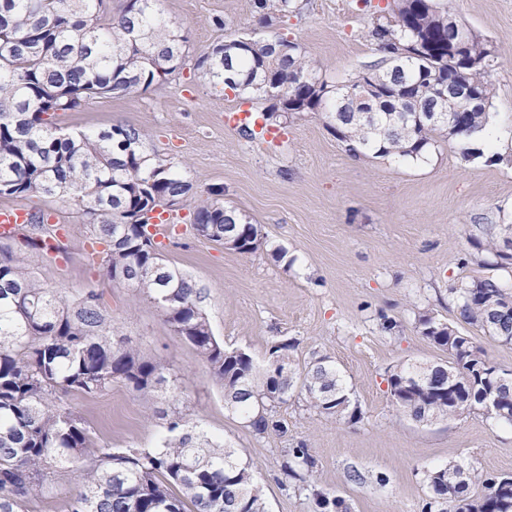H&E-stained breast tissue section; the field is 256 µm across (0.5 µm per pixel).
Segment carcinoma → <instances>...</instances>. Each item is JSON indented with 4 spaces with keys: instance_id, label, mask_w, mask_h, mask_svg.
Instances as JSON below:
<instances>
[{
    "instance_id": "carcinoma-1",
    "label": "carcinoma",
    "mask_w": 512,
    "mask_h": 512,
    "mask_svg": "<svg viewBox=\"0 0 512 512\" xmlns=\"http://www.w3.org/2000/svg\"><path fill=\"white\" fill-rule=\"evenodd\" d=\"M157 0H126L116 16H104L105 0H0V197L44 196L84 207L103 272L135 289L163 312L175 335L192 345L224 388V401L264 434L282 428L273 408L297 393L313 410L348 423L351 406L342 373L328 356L292 366L291 342L278 360L260 366L213 335L202 289L166 262L150 232V214L187 196L191 184L146 151L143 134L113 125L70 132L58 118L88 100L148 89L180 69L186 37L155 8ZM393 20L368 32L381 58L348 83L334 87L300 45L280 34H238L197 60L210 82L250 99H279L263 110L267 125L294 114L323 112L353 154L413 161L429 154L448 127L433 120L457 108L455 86L468 87L478 104L460 112L448 138L468 161L472 135L484 128L494 97L490 72L495 50L463 23L448 18L437 0H393ZM259 23L286 17L294 0H246ZM387 87L364 99L363 86ZM193 229L236 251L255 253L260 225L242 222L235 208L212 200L196 205ZM480 247L506 259L495 227L480 228ZM457 322L425 315L421 333L448 352L441 362L404 363L387 375L395 406L412 420H447L484 407L493 390L508 410L496 415L512 426V374L499 370L458 323L512 344V291L493 277L462 280L453 288ZM101 296L90 290L70 301L45 287L19 256L0 258V512H28L45 497V476L77 460L90 461L68 512H267L252 468L234 449L191 421L166 410V432L154 448L114 451L95 445L85 422L57 402L58 392L95 397L121 382L140 394L160 392L178 404L182 382L134 345L117 342ZM315 466L304 447L294 448L285 477L306 482ZM430 496L422 512H512V482L450 462L431 470ZM323 512H348L345 500L315 493Z\"/></svg>"
}]
</instances>
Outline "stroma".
Instances as JSON below:
<instances>
[{
	"instance_id": "35a3bbf8",
	"label": "stroma",
	"mask_w": 512,
	"mask_h": 512,
	"mask_svg": "<svg viewBox=\"0 0 512 512\" xmlns=\"http://www.w3.org/2000/svg\"><path fill=\"white\" fill-rule=\"evenodd\" d=\"M297 10L260 25L244 0H158L160 12L183 27L188 56L211 53L225 34L273 33L297 42L333 84H344L379 54L367 32L372 19L360 0H296ZM441 8L486 40L498 54L492 110L512 131V0H439ZM223 16L226 30L211 19ZM187 65L137 93L95 99L60 117L70 131L123 124L141 130L150 154L181 170L193 189L172 214L182 232L164 245L167 261L206 292L204 309L225 346L265 363L280 341L294 344L290 361L327 356L344 375L361 413L353 425L309 409L295 395L273 414L284 432L256 434L224 403V390L196 350L176 336L156 304L104 277L88 255L91 227L83 208L46 197L17 206L53 212L64 226L58 255L0 240V257L22 254L45 287L68 299L101 294L104 314L120 334L182 381L185 403L208 433L250 463L269 512H316L314 494L342 497L350 512H422L430 494L425 473L451 461L490 473H512V426L475 410L419 424L397 409L387 374L403 362H434L444 354L419 328L430 314L453 320L452 287L465 276H492L512 286V260L479 266L475 227L512 225V146L462 162L459 147L439 141L427 159L352 154L325 114L290 119L280 144L243 139L229 112L243 101ZM224 204L258 224L265 243L243 256L194 235L188 217L211 186ZM392 329H385V321ZM99 447L151 448L164 431L160 396L120 382L95 396L64 399ZM305 445L316 466L307 483L278 480L291 448ZM84 465L49 474V493L34 512H65L81 488Z\"/></svg>"
}]
</instances>
